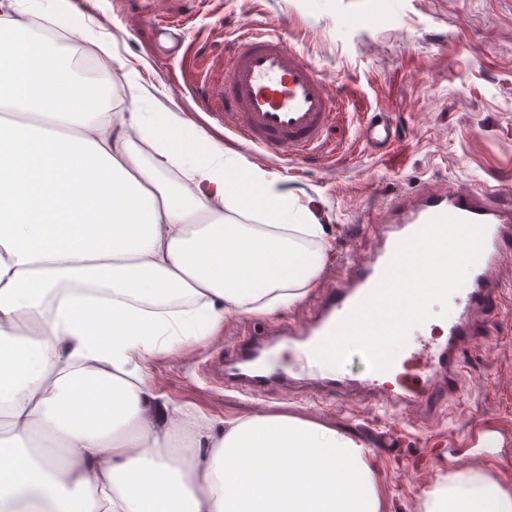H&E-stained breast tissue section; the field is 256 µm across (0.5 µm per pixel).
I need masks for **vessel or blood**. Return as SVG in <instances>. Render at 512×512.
<instances>
[{
    "instance_id": "b4317fda",
    "label": "vessel or blood",
    "mask_w": 512,
    "mask_h": 512,
    "mask_svg": "<svg viewBox=\"0 0 512 512\" xmlns=\"http://www.w3.org/2000/svg\"><path fill=\"white\" fill-rule=\"evenodd\" d=\"M197 89L210 105L209 116L223 122L237 145L255 153L311 157L342 117L318 70L273 31L245 29L225 56L220 75L200 72ZM359 136L385 153L398 142L399 130L385 113L376 112L361 124ZM439 214L486 227L484 250L464 287L452 296L449 315L413 327L386 371L354 378L347 368L318 363L312 347L375 287L397 243ZM359 238L344 257L341 276L324 289L312 314L243 340L233 358L220 364L226 385L248 394L303 385L329 389L344 399L383 402L414 425L432 417L455 392L474 325L488 323L489 304L506 286L500 274L512 259V204L487 187L442 181L389 199L363 225Z\"/></svg>"
}]
</instances>
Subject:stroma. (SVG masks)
Wrapping results in <instances>:
<instances>
[{"instance_id": "35a3bbf8", "label": "stroma", "mask_w": 512, "mask_h": 512, "mask_svg": "<svg viewBox=\"0 0 512 512\" xmlns=\"http://www.w3.org/2000/svg\"><path fill=\"white\" fill-rule=\"evenodd\" d=\"M94 16L115 37L119 67L112 79L123 90L154 85L158 109L177 105L207 134L233 148L234 137L209 118L192 90L174 93L172 77H192L195 67L224 60L239 27L251 23L279 30L288 45L314 65L331 92L348 104L318 156L296 160L269 153L253 164L273 173L311 207L323 224L327 257L355 248V230L381 200L442 180L488 185L512 197V0H90ZM153 7L183 19L182 47L197 48L188 64L175 43L151 29L129 33V13ZM385 112L401 129L398 149L372 152L357 134L367 114ZM323 280L271 316L230 313L224 330L188 346L176 359L156 357L145 368L147 384L177 403L197 406L214 423L239 416L286 413L322 422L367 445L377 467L386 512H416L423 488L397 487V474L414 457L427 458L432 480L457 472L462 460H482L484 473L499 477L512 467V289L496 298L489 327L464 352L458 391L430 422L409 429L398 451L388 448L393 410L362 400L344 402L330 391L297 388L259 396L225 387L216 371L232 346L277 329L311 311ZM492 428L495 445L476 447L478 431Z\"/></svg>"}]
</instances>
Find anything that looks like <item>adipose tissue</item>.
Instances as JSON below:
<instances>
[{
	"label": "adipose tissue",
	"mask_w": 512,
	"mask_h": 512,
	"mask_svg": "<svg viewBox=\"0 0 512 512\" xmlns=\"http://www.w3.org/2000/svg\"><path fill=\"white\" fill-rule=\"evenodd\" d=\"M34 6L0 0V55L18 59L0 73V101L67 135L0 123V161L36 145L29 194L53 214L65 183H89L98 209L71 237L32 234L23 208L0 207V512H383L378 470L352 437L283 413L218 429L146 383L149 360L216 335L225 314L303 298L326 233L183 112L85 83L69 36L103 63L111 34L72 0ZM177 431L193 436L191 459ZM424 509L512 512V491L459 471Z\"/></svg>",
	"instance_id": "1"
}]
</instances>
